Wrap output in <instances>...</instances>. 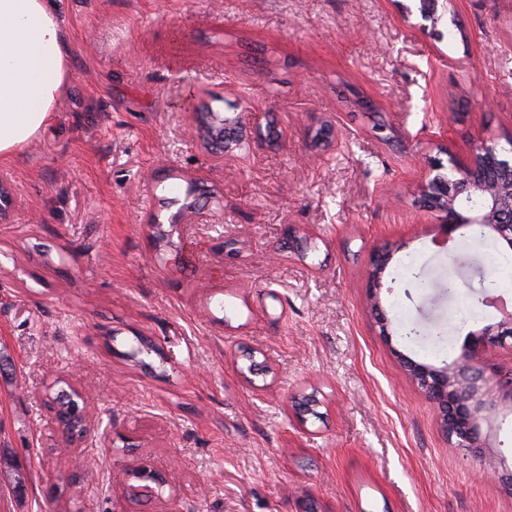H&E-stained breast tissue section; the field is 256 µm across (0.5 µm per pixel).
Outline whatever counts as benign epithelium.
<instances>
[{"mask_svg":"<svg viewBox=\"0 0 512 512\" xmlns=\"http://www.w3.org/2000/svg\"><path fill=\"white\" fill-rule=\"evenodd\" d=\"M448 10V0H421V17L437 24L438 10ZM206 123L210 125L209 140L222 143L218 134L232 130V139L241 149L253 142H265L261 129L247 137V122L241 112L221 114L209 112ZM448 164L439 161L430 168L427 176L417 186L418 202L436 220L450 228L479 226L512 248V163L499 158L496 147L481 139L473 145L466 159H460L445 150ZM391 256L389 251L376 252L367 272L369 288L374 300L384 286L383 275ZM512 335V314L496 325L483 328L451 364L436 368L409 358L403 365L412 380L426 393L439 410L441 421L448 428V436L467 448H482L480 421L499 417V405L512 409V374L502 375L482 351ZM140 486H126L130 495H152L155 488L167 484L165 471L153 464L137 469Z\"/></svg>","mask_w":512,"mask_h":512,"instance_id":"1","label":"benign epithelium"}]
</instances>
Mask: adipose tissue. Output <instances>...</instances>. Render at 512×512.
I'll list each match as a JSON object with an SVG mask.
<instances>
[{
    "label": "adipose tissue",
    "instance_id": "ef3b65f1",
    "mask_svg": "<svg viewBox=\"0 0 512 512\" xmlns=\"http://www.w3.org/2000/svg\"><path fill=\"white\" fill-rule=\"evenodd\" d=\"M54 0H0V160L39 136L71 73Z\"/></svg>",
    "mask_w": 512,
    "mask_h": 512
}]
</instances>
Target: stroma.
<instances>
[{
	"label": "stroma",
	"mask_w": 512,
	"mask_h": 512,
	"mask_svg": "<svg viewBox=\"0 0 512 512\" xmlns=\"http://www.w3.org/2000/svg\"><path fill=\"white\" fill-rule=\"evenodd\" d=\"M57 6L71 78L0 161V512H512V411L481 423L482 452L459 447L402 363L442 366L500 320L470 301L474 266L512 303V249L416 195L445 150L482 136L512 157V0H457L437 26L419 0ZM207 111L276 141L216 157ZM384 247L383 331L365 271ZM66 374L109 447L59 428ZM145 461L171 489L127 502Z\"/></svg>",
	"instance_id": "1"
}]
</instances>
